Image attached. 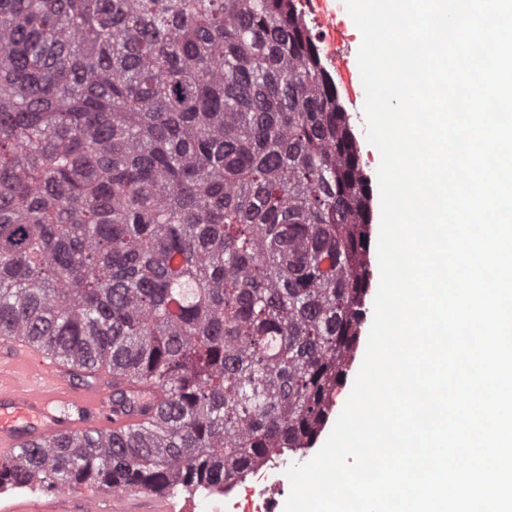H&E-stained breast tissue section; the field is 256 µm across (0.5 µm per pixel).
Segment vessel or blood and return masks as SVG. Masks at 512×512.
I'll use <instances>...</instances> for the list:
<instances>
[{"label": "vessel or blood", "instance_id": "1", "mask_svg": "<svg viewBox=\"0 0 512 512\" xmlns=\"http://www.w3.org/2000/svg\"><path fill=\"white\" fill-rule=\"evenodd\" d=\"M110 376L73 369L21 336L0 335V458L48 438L84 431L106 433L153 417L163 397L146 392L141 406L122 410L112 397ZM121 499L27 500L9 512H119Z\"/></svg>", "mask_w": 512, "mask_h": 512}]
</instances>
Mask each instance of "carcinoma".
<instances>
[{
    "instance_id": "cac0c4a2",
    "label": "carcinoma",
    "mask_w": 512,
    "mask_h": 512,
    "mask_svg": "<svg viewBox=\"0 0 512 512\" xmlns=\"http://www.w3.org/2000/svg\"><path fill=\"white\" fill-rule=\"evenodd\" d=\"M370 189L291 0H0V330L162 392L0 488L164 494L308 448L353 360Z\"/></svg>"
}]
</instances>
